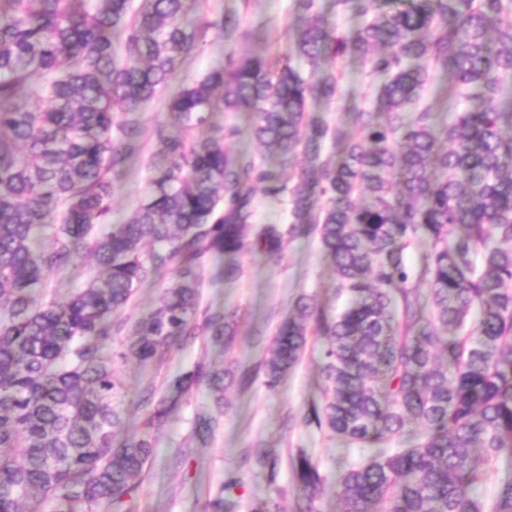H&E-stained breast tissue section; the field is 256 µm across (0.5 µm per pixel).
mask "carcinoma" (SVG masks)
Wrapping results in <instances>:
<instances>
[{
    "mask_svg": "<svg viewBox=\"0 0 512 512\" xmlns=\"http://www.w3.org/2000/svg\"><path fill=\"white\" fill-rule=\"evenodd\" d=\"M186 0H0V512L121 509L144 479L153 432L194 384L218 410L245 374L198 365L161 389L140 433L123 434L116 364L156 360L176 340L231 342L236 312L199 311L209 255L254 249L282 257L287 237L318 238L348 304L310 298L281 322L261 366L269 387L322 337L324 402L303 422L369 450L343 468L340 512H512V476L492 502L479 494L512 453V87L509 0H416L384 12L357 0L364 23L343 36L315 14L293 56L228 58L168 98L181 136L157 132L144 201L109 222L112 174L140 149L134 114L200 49L207 29ZM362 59L379 80L351 113L356 134L330 128L319 102L342 93L336 61ZM448 74L465 101L438 129L422 91ZM249 112L252 133L292 185L252 157L190 138L211 112ZM126 115L113 137L116 116ZM343 145L325 153L326 142ZM291 197L293 222L253 224L254 187ZM427 245L417 264L407 250ZM94 258L99 273L41 303L46 277ZM171 266L161 305L118 320L142 283ZM418 432L408 448L388 444ZM296 512H316L326 478L304 450L290 458Z\"/></svg>",
    "mask_w": 512,
    "mask_h": 512,
    "instance_id": "obj_1",
    "label": "carcinoma"
}]
</instances>
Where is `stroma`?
<instances>
[{
  "label": "stroma",
  "mask_w": 512,
  "mask_h": 512,
  "mask_svg": "<svg viewBox=\"0 0 512 512\" xmlns=\"http://www.w3.org/2000/svg\"><path fill=\"white\" fill-rule=\"evenodd\" d=\"M191 15L218 20L236 15L239 32L225 39L218 28L208 29L201 51L188 57L174 80L189 84L207 72L223 68L228 56L263 55L278 60L291 53V36L306 15L300 0H188ZM344 75L342 97L324 105L329 125L351 127L353 108L368 103L375 78L356 57L339 59ZM137 118L143 130L142 150L112 178L111 213L119 224L144 200L153 165L158 158L156 133H174L164 97L145 104ZM254 117L247 112L213 113L198 139H221L226 153L262 158L263 150L251 133ZM235 136H225V129ZM237 278L224 277V258L208 256L200 269V302L212 311L233 310L238 317L237 334L231 349L210 344L199 336L172 346L161 359L141 366L127 361L117 365L122 383L128 430L142 431L149 411L142 405L144 388L163 385L189 372L198 363L222 368L233 363L253 376L250 384L228 387L224 392V415L208 447H201L195 436L199 415L210 404L205 386L190 389L167 423L153 434L154 450L145 478L133 491V512H204V505L216 494H223L226 512H249L255 499L281 489L283 512H292L294 488L290 458L306 450L318 462L326 477L324 492L316 503L318 512H338L341 487L336 481L345 461H356L361 453L356 445L345 443L324 430L305 425L304 408L321 400L320 374L324 342L309 337L299 363L275 388H268L260 368L265 350L280 322L292 312L301 297L315 299L333 311L341 308L336 296L337 277L315 236L299 235L288 240L283 259L271 262L251 251L236 256ZM276 449L275 467L257 465V448ZM235 486H228V479Z\"/></svg>",
  "instance_id": "35a3bbf8"
}]
</instances>
